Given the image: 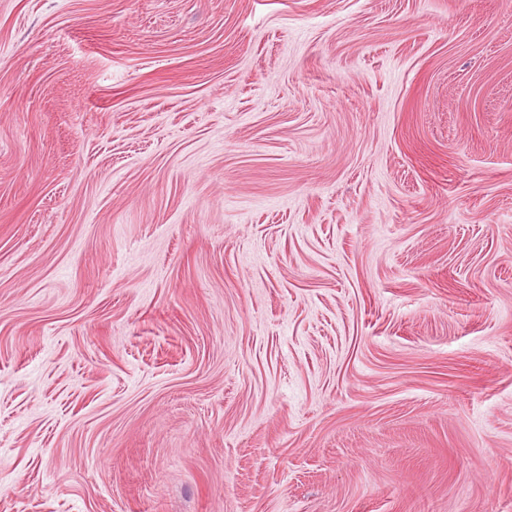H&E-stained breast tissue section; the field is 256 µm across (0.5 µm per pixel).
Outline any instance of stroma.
<instances>
[{
    "mask_svg": "<svg viewBox=\"0 0 512 512\" xmlns=\"http://www.w3.org/2000/svg\"><path fill=\"white\" fill-rule=\"evenodd\" d=\"M0 512H512V0H0Z\"/></svg>",
    "mask_w": 512,
    "mask_h": 512,
    "instance_id": "35a3bbf8",
    "label": "stroma"
}]
</instances>
